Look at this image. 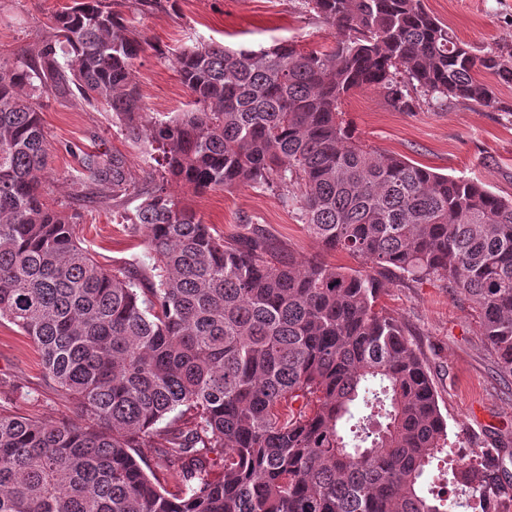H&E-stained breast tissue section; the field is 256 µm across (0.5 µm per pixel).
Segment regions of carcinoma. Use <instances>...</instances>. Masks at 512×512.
Here are the masks:
<instances>
[{"instance_id": "obj_1", "label": "carcinoma", "mask_w": 512, "mask_h": 512, "mask_svg": "<svg viewBox=\"0 0 512 512\" xmlns=\"http://www.w3.org/2000/svg\"><path fill=\"white\" fill-rule=\"evenodd\" d=\"M175 2L73 0L32 48L0 54V319L82 417L0 409V512H447L421 488L439 459L509 512L502 449L485 450L492 467L449 458L433 381L378 299L390 274L448 280L512 374V199L366 147L340 106L373 89L398 111L416 91L511 112L476 75L512 84V47L461 41L424 0H301L336 30L330 52L185 47L190 108L149 118L134 77L146 41L122 7ZM45 93H77L147 143L143 178L119 152H85L69 201L48 202ZM247 184L282 192L324 250L367 270L284 257L259 228L226 241L173 191ZM76 201L111 208L150 263L101 266L75 235Z\"/></svg>"}]
</instances>
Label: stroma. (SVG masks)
I'll use <instances>...</instances> for the list:
<instances>
[{
  "label": "stroma",
  "mask_w": 512,
  "mask_h": 512,
  "mask_svg": "<svg viewBox=\"0 0 512 512\" xmlns=\"http://www.w3.org/2000/svg\"><path fill=\"white\" fill-rule=\"evenodd\" d=\"M71 0H0V52H22L45 33L52 11ZM428 10L476 47L512 45V0H425ZM148 46L136 61L135 80L150 116L182 112L189 94L180 81L173 54L197 42H218L228 48L270 46L280 42L311 51L330 50L333 29L306 12L301 0H177L174 11L137 18ZM169 59L156 56V49ZM493 85L508 104L505 112L491 107L421 103L400 112L370 89L350 93L342 102L343 118L368 147L401 156L435 172L464 176L496 194L512 198V85ZM42 120L51 143L48 170L50 200L68 193L66 181L80 166L85 151L125 155L135 178L143 176L145 143L132 142L113 126L110 113L89 107L80 96L41 98ZM191 206L214 234L231 238L245 225L258 226L283 252L301 261L321 260L352 270L360 259L345 251L323 252L286 206L279 192L251 186L215 190L190 197ZM75 233L105 267H121L144 257L143 236L116 223L110 208L79 206ZM382 305L403 322L426 361L448 422V446L454 454L472 457L482 448H499L512 483V375L499 372L479 333L474 304L443 280L411 281L389 277ZM0 404L6 409L46 421H76L74 400L63 398L43 379L41 358L28 337L8 321H0Z\"/></svg>",
  "instance_id": "stroma-1"
}]
</instances>
